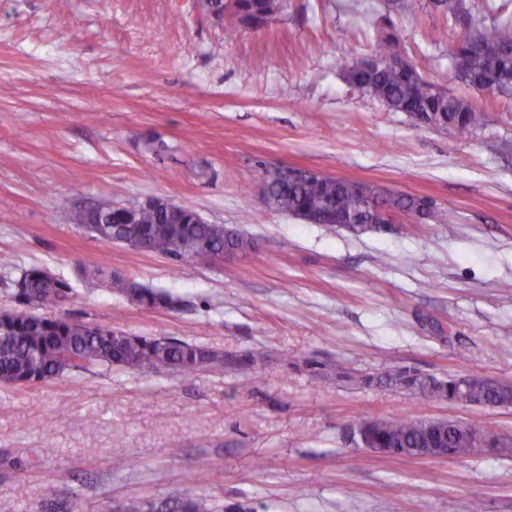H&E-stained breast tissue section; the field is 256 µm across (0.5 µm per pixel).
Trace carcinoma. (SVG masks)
<instances>
[{"mask_svg":"<svg viewBox=\"0 0 512 512\" xmlns=\"http://www.w3.org/2000/svg\"><path fill=\"white\" fill-rule=\"evenodd\" d=\"M435 9L455 21L466 19L465 0H432ZM276 0H224V18L235 24L263 25L272 22L277 12ZM384 59L372 64L365 59L344 65V80L357 90L382 102L395 112H405L426 124L432 120L460 137L469 135L483 121L472 100L450 93L425 79L415 65L392 62V53H378ZM458 78L476 93L496 91L512 95V19L505 18L488 30L482 24L467 22L454 58ZM268 190L270 206L291 215L302 211L322 213L330 209L340 214H359L379 219L370 210L361 209V201L376 189L364 193L363 184L342 179L299 181L279 170L267 169L262 178ZM385 204L417 219L423 200L413 196L391 197ZM196 212L186 206L173 209L166 205L140 207L135 221L126 224L122 210L104 200L74 214V220L90 235L104 243L112 241L117 231L142 234L149 252L181 260L210 265L224 251L235 255L257 252L254 240L233 233L222 224H206L195 219ZM80 275L91 282H102L108 268L96 260L80 263ZM113 287L126 289L129 302L149 309H172L170 294L134 280L112 279ZM14 302L23 309L0 308V384L24 385L77 376L97 366L130 371L176 373L193 377L201 372L245 368L253 372L263 368L267 355L260 351L245 354L218 352L196 343L173 339L161 344L153 337L129 333L112 324H100L83 332L79 322L46 309L65 303L72 287L69 282L49 277L42 268L24 270L14 282ZM317 376L328 380L348 381L359 387L373 385L409 391L423 397L455 400L459 391L456 377L436 378L416 370L400 367L380 376L360 374L342 366L321 365ZM467 397L472 405L512 406V384L496 388L485 381L469 380ZM499 435L482 424L459 428L452 421L426 424L421 419H374L367 422L362 435L366 448H381L400 458H412L424 448L436 445L449 448L453 456L466 457L475 448H496ZM124 512H207L196 494L186 492L162 502L133 501Z\"/></svg>","mask_w":512,"mask_h":512,"instance_id":"carcinoma-1","label":"carcinoma"}]
</instances>
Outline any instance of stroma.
I'll use <instances>...</instances> for the list:
<instances>
[{"label": "stroma", "mask_w": 512, "mask_h": 512, "mask_svg": "<svg viewBox=\"0 0 512 512\" xmlns=\"http://www.w3.org/2000/svg\"><path fill=\"white\" fill-rule=\"evenodd\" d=\"M462 34L429 2L409 15L399 0H285L254 31L199 0H0V308L35 266L70 283L61 312L75 320L269 356L257 372L99 366L73 383L0 385V512H113L187 490L210 512H512V406L311 368L512 384V98L475 96L484 122L462 139L340 76L391 35L424 77L466 94L452 61ZM275 166L427 198L436 217L411 233L402 215L361 235L307 224L264 205ZM151 198L252 236L259 258L181 264L73 220ZM86 259L178 307L84 282ZM402 417L484 421L507 445L463 460L361 446V422ZM114 288H128L126 297L129 302L149 309H172L175 302L170 294L160 289L150 288L134 280L112 279ZM317 365L321 366L316 372L318 377L324 380L334 377L336 381H348L359 387L376 385L409 391L423 397L443 399L450 402H454L459 391L457 385L459 378L448 377L439 379L405 367L392 369L380 376H372L346 370L340 365H336V369L333 367L327 368V365L324 364Z\"/></svg>", "instance_id": "1"}]
</instances>
